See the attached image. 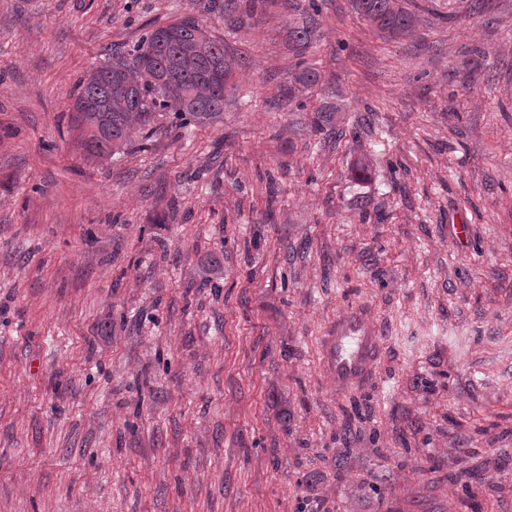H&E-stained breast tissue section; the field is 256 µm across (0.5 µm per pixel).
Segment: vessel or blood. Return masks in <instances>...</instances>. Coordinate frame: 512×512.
<instances>
[{
	"instance_id": "b4317fda",
	"label": "vessel or blood",
	"mask_w": 512,
	"mask_h": 512,
	"mask_svg": "<svg viewBox=\"0 0 512 512\" xmlns=\"http://www.w3.org/2000/svg\"><path fill=\"white\" fill-rule=\"evenodd\" d=\"M321 353L325 369L343 388L365 380L382 353V341L356 310L337 321L332 334L324 337Z\"/></svg>"
}]
</instances>
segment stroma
<instances>
[{
    "label": "stroma",
    "mask_w": 512,
    "mask_h": 512,
    "mask_svg": "<svg viewBox=\"0 0 512 512\" xmlns=\"http://www.w3.org/2000/svg\"><path fill=\"white\" fill-rule=\"evenodd\" d=\"M482 2L400 0L393 39L320 0L300 101L305 0H0V512H512V0ZM187 17L249 60L222 118L88 160L77 78ZM356 308L383 351L340 390ZM266 0H207L205 9L208 13L224 17V21L235 27L244 25L245 21L256 16L258 6H264ZM308 5L303 8L300 20L289 31V38L296 50L297 56H302L306 49L315 40L318 19L321 8L317 0H308ZM320 81L321 74L316 69L307 66L303 59H299L287 88L288 98L295 99L300 94H307ZM321 353L325 369L343 388L365 380L382 353V341L361 311L355 310L336 322L331 336H324Z\"/></svg>",
    "instance_id": "35a3bbf8"
}]
</instances>
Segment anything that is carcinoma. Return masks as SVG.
Wrapping results in <instances>:
<instances>
[{"label":"carcinoma","mask_w":512,"mask_h":512,"mask_svg":"<svg viewBox=\"0 0 512 512\" xmlns=\"http://www.w3.org/2000/svg\"><path fill=\"white\" fill-rule=\"evenodd\" d=\"M265 0H207V12L235 26L256 16ZM361 18L391 38L414 26V15L397 0H356ZM321 8L309 0L289 38L301 56L315 40ZM244 65L224 43L209 38L193 20L147 29L127 53L115 52L105 65L81 76L73 91L75 122L92 158H108L135 130L153 127L172 112L181 124L205 125L221 117L228 79ZM321 74L299 60L287 88L291 99L311 91Z\"/></svg>","instance_id":"carcinoma-1"}]
</instances>
